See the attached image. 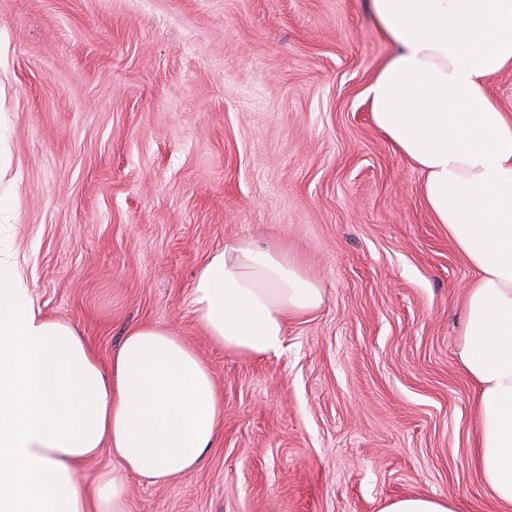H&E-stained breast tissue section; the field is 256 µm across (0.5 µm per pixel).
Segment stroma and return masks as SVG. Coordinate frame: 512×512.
<instances>
[{
  "label": "stroma",
  "mask_w": 512,
  "mask_h": 512,
  "mask_svg": "<svg viewBox=\"0 0 512 512\" xmlns=\"http://www.w3.org/2000/svg\"><path fill=\"white\" fill-rule=\"evenodd\" d=\"M389 51L367 0H0V254L102 367L149 323L214 376L212 447L183 479L131 477L128 512H496L457 359L474 271L372 121ZM242 237L325 293L262 359L192 303ZM382 512H461V505L436 496H405L391 500Z\"/></svg>",
  "instance_id": "1"
}]
</instances>
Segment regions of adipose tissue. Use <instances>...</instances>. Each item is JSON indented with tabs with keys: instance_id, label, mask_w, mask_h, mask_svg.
<instances>
[{
	"instance_id": "ef3b65f1",
	"label": "adipose tissue",
	"mask_w": 512,
	"mask_h": 512,
	"mask_svg": "<svg viewBox=\"0 0 512 512\" xmlns=\"http://www.w3.org/2000/svg\"><path fill=\"white\" fill-rule=\"evenodd\" d=\"M392 51L367 89L372 119L423 176L435 223L475 270L463 371L478 384L473 464L512 507V114L488 81L512 67V0H369ZM0 255V512H126L129 478L185 477L216 437L212 374L170 331L128 329L103 372L75 328L38 315ZM318 283L275 243H225L201 267L193 305L211 341L256 359L288 321L316 312ZM118 466L95 491L75 469L100 452Z\"/></svg>"
}]
</instances>
